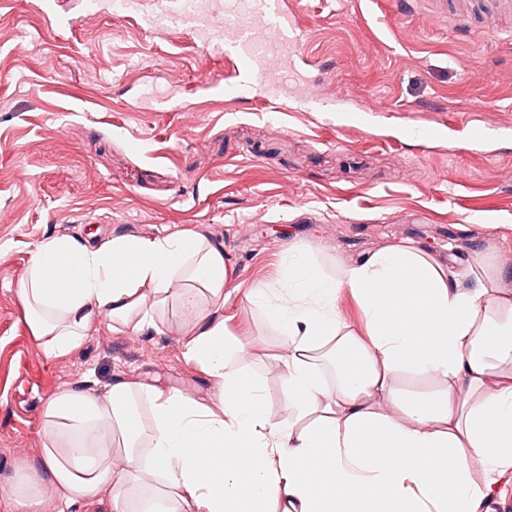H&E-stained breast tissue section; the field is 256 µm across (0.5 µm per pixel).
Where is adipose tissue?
I'll return each mask as SVG.
<instances>
[{"label":"adipose tissue","mask_w":512,"mask_h":512,"mask_svg":"<svg viewBox=\"0 0 512 512\" xmlns=\"http://www.w3.org/2000/svg\"><path fill=\"white\" fill-rule=\"evenodd\" d=\"M232 282L223 245L194 232L39 245L16 294L47 357L79 351L101 323L156 329L173 307L183 357L214 389L200 400L119 380L53 395L36 457L0 479L18 512H41L50 492L56 512H482L512 467L511 266L477 251L457 271L407 241L329 273L288 247L277 279L244 295L285 338L288 423L265 415L251 346L227 328ZM345 294L363 332L343 318ZM402 374L428 392L405 398Z\"/></svg>","instance_id":"ef3b65f1"}]
</instances>
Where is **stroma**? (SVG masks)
<instances>
[{
	"label": "stroma",
	"mask_w": 512,
	"mask_h": 512,
	"mask_svg": "<svg viewBox=\"0 0 512 512\" xmlns=\"http://www.w3.org/2000/svg\"><path fill=\"white\" fill-rule=\"evenodd\" d=\"M323 93L374 108L361 124L314 112L231 106L230 63L179 30L143 27L109 0L70 13L0 0V476L41 447L42 410L81 381L127 376L206 398L182 357L177 312L159 333L99 328L50 358L32 340L16 286L55 235L197 232L223 244L236 280L271 283L279 256L320 249L326 270L410 241L456 268L474 248L512 260V17L494 32L430 19V0H288ZM452 119L449 142L404 133L410 115ZM501 137L467 142L466 126ZM227 326L258 343L249 371L271 420L294 419L282 336L241 294Z\"/></svg>",
	"instance_id": "1"
}]
</instances>
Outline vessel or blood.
Masks as SVG:
<instances>
[{"instance_id": "1", "label": "vessel or blood", "mask_w": 512, "mask_h": 512, "mask_svg": "<svg viewBox=\"0 0 512 512\" xmlns=\"http://www.w3.org/2000/svg\"><path fill=\"white\" fill-rule=\"evenodd\" d=\"M118 12L146 14L149 22L161 17L186 24L198 39L216 44L225 60L235 63L233 78L224 84V98L233 104L251 98L257 105L287 99L298 111L340 115L349 123L362 116L349 99L331 98L311 85L292 94L288 83L300 58L301 25L284 10L280 0H194L192 9L178 0H118ZM452 126L447 117L432 118L410 127L414 138L437 142L447 138Z\"/></svg>"}]
</instances>
